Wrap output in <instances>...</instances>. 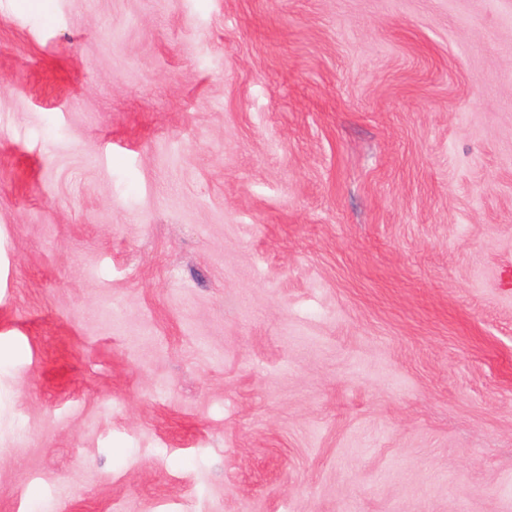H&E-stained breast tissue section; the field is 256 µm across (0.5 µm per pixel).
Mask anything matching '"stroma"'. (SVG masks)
Instances as JSON below:
<instances>
[{
	"label": "stroma",
	"mask_w": 512,
	"mask_h": 512,
	"mask_svg": "<svg viewBox=\"0 0 512 512\" xmlns=\"http://www.w3.org/2000/svg\"><path fill=\"white\" fill-rule=\"evenodd\" d=\"M0 512H512V0H0Z\"/></svg>",
	"instance_id": "obj_1"
}]
</instances>
